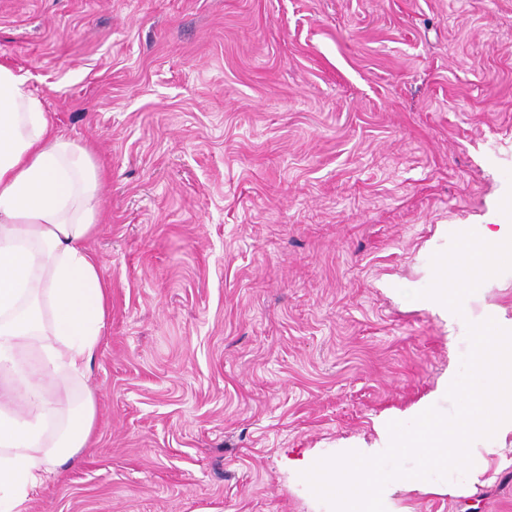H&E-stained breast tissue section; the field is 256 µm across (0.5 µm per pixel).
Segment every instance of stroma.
<instances>
[{
  "instance_id": "35a3bbf8",
  "label": "stroma",
  "mask_w": 512,
  "mask_h": 512,
  "mask_svg": "<svg viewBox=\"0 0 512 512\" xmlns=\"http://www.w3.org/2000/svg\"><path fill=\"white\" fill-rule=\"evenodd\" d=\"M0 63L105 172L88 448L28 512H325L295 463L444 413L512 264L427 308L512 200V0H0ZM406 512H512V451ZM423 302L428 307L438 309L448 313L449 325L460 319V309L458 307V296L447 288H435L427 295Z\"/></svg>"
}]
</instances>
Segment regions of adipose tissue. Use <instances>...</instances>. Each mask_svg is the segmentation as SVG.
<instances>
[{"mask_svg":"<svg viewBox=\"0 0 512 512\" xmlns=\"http://www.w3.org/2000/svg\"><path fill=\"white\" fill-rule=\"evenodd\" d=\"M103 180L88 148L0 64V512H26L92 435V391L63 402L52 387L87 372L105 324L107 284L87 247ZM505 256L512 237L485 227L448 273L468 288L472 271ZM30 350L34 373L19 361Z\"/></svg>","mask_w":512,"mask_h":512,"instance_id":"1","label":"adipose tissue"}]
</instances>
